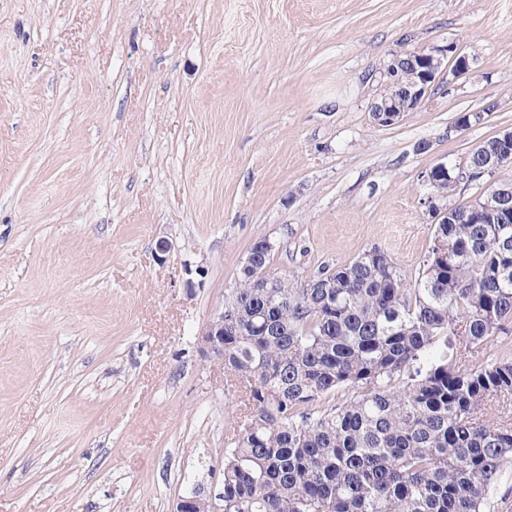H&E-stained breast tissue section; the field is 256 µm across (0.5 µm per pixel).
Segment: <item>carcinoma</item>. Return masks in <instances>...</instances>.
<instances>
[{
	"instance_id": "obj_1",
	"label": "carcinoma",
	"mask_w": 512,
	"mask_h": 512,
	"mask_svg": "<svg viewBox=\"0 0 512 512\" xmlns=\"http://www.w3.org/2000/svg\"><path fill=\"white\" fill-rule=\"evenodd\" d=\"M500 135L469 166L499 152ZM491 195L448 209L418 275L373 247L313 279L224 298V512H490L512 474V223ZM497 346L490 361L473 349Z\"/></svg>"
}]
</instances>
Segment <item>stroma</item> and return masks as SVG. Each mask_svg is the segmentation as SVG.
<instances>
[{"instance_id":"35a3bbf8","label":"stroma","mask_w":512,"mask_h":512,"mask_svg":"<svg viewBox=\"0 0 512 512\" xmlns=\"http://www.w3.org/2000/svg\"><path fill=\"white\" fill-rule=\"evenodd\" d=\"M449 43L467 71L372 123L392 53ZM507 128L512 0H0V512L219 492L241 403L196 335L251 244L417 271L424 175Z\"/></svg>"}]
</instances>
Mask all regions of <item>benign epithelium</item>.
Here are the masks:
<instances>
[{"instance_id":"obj_1","label":"benign epithelium","mask_w":512,"mask_h":512,"mask_svg":"<svg viewBox=\"0 0 512 512\" xmlns=\"http://www.w3.org/2000/svg\"><path fill=\"white\" fill-rule=\"evenodd\" d=\"M468 68L467 58L448 44L430 50L404 48L394 54L383 73L381 90L371 105L373 122L382 127L399 123L409 112L426 106L432 92L447 71L457 75ZM423 205L433 224L448 223V204L434 192L427 193ZM197 347L204 358L224 359V307H219L197 334ZM224 500L201 490L177 499L174 512H193V505L202 499Z\"/></svg>"}]
</instances>
